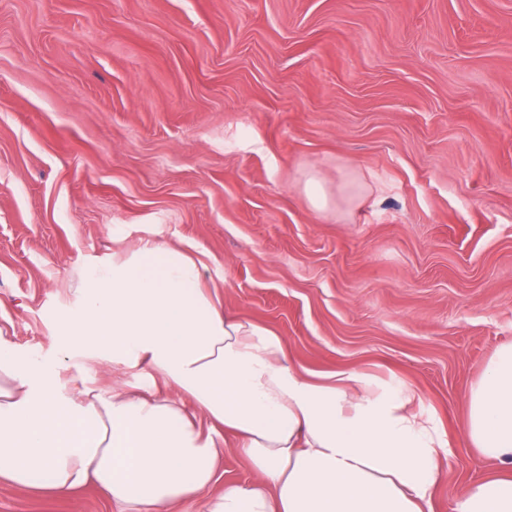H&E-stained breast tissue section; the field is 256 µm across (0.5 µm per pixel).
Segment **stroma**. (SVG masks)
Listing matches in <instances>:
<instances>
[{"instance_id":"35a3bbf8","label":"stroma","mask_w":512,"mask_h":512,"mask_svg":"<svg viewBox=\"0 0 512 512\" xmlns=\"http://www.w3.org/2000/svg\"><path fill=\"white\" fill-rule=\"evenodd\" d=\"M155 231L315 378L412 386L452 512L493 469L468 396L512 344V0H0V335L54 355L84 274ZM213 436L217 480L175 512L252 480ZM0 512L119 508L0 482Z\"/></svg>"}]
</instances>
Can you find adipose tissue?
I'll use <instances>...</instances> for the list:
<instances>
[{
	"mask_svg": "<svg viewBox=\"0 0 512 512\" xmlns=\"http://www.w3.org/2000/svg\"><path fill=\"white\" fill-rule=\"evenodd\" d=\"M201 280L185 249L147 238L84 277L55 357L0 337V481L61 498L91 482L123 512H172L216 480L223 451L202 417L237 437L255 474L206 512H432L449 442L414 412V389L311 378ZM77 356L146 371L167 392L72 389L60 372ZM466 434L495 471L461 487L454 512H512V345L472 387Z\"/></svg>",
	"mask_w": 512,
	"mask_h": 512,
	"instance_id": "1",
	"label": "adipose tissue"
}]
</instances>
